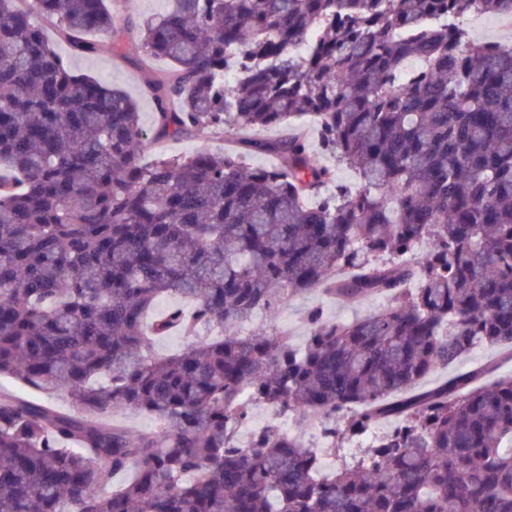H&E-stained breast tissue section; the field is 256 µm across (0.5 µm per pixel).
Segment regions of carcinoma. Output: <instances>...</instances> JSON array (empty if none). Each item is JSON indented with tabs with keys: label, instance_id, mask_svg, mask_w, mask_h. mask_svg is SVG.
Wrapping results in <instances>:
<instances>
[{
	"label": "carcinoma",
	"instance_id": "obj_1",
	"mask_svg": "<svg viewBox=\"0 0 512 512\" xmlns=\"http://www.w3.org/2000/svg\"><path fill=\"white\" fill-rule=\"evenodd\" d=\"M475 14L512 19V0H173L125 28L168 63L148 131L44 34L121 47L106 0H0V376L72 404L0 393V512H512V376L415 390L512 350V42L474 39ZM306 120L357 189L329 186ZM205 128L232 149L142 163ZM314 291L384 305L312 307L301 344L242 333ZM258 406L297 431L242 443ZM383 420L323 473L337 434ZM490 366L491 372L485 375L481 381H492L500 377L512 375V360L498 348L478 346L466 356L460 358L448 368H439L419 385V390H426L442 383L457 372L472 371L473 369Z\"/></svg>",
	"mask_w": 512,
	"mask_h": 512
}]
</instances>
